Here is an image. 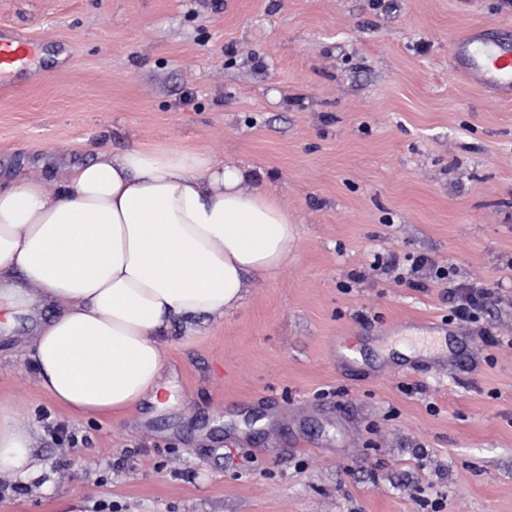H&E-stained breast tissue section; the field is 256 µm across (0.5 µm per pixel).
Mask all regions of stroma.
<instances>
[{"label": "stroma", "instance_id": "obj_1", "mask_svg": "<svg viewBox=\"0 0 512 512\" xmlns=\"http://www.w3.org/2000/svg\"><path fill=\"white\" fill-rule=\"evenodd\" d=\"M512 30V0H0L34 48L0 90V183L54 184L133 144L252 168L295 225L285 266L196 333L170 330L176 402L86 416L28 350L61 303L22 289L0 328V407L35 478L0 512H512V98L454 42ZM493 288L448 319L375 256Z\"/></svg>", "mask_w": 512, "mask_h": 512}]
</instances>
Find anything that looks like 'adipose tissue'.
I'll return each instance as SVG.
<instances>
[{
  "label": "adipose tissue",
  "mask_w": 512,
  "mask_h": 512,
  "mask_svg": "<svg viewBox=\"0 0 512 512\" xmlns=\"http://www.w3.org/2000/svg\"><path fill=\"white\" fill-rule=\"evenodd\" d=\"M248 171L204 151L134 145L99 152L58 181L0 186V279L21 275L63 312L30 351L40 388L88 416L165 406L173 323L223 317L247 281L288 261L295 226ZM40 464L0 410V472Z\"/></svg>",
  "instance_id": "1"
}]
</instances>
